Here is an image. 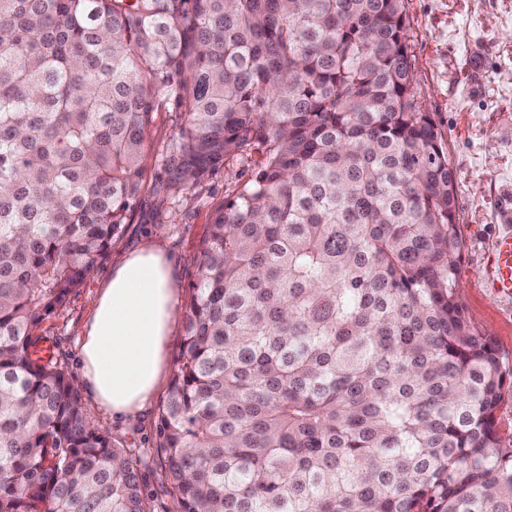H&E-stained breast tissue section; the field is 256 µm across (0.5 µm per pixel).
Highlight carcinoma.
<instances>
[{
  "label": "carcinoma",
  "instance_id": "1",
  "mask_svg": "<svg viewBox=\"0 0 512 512\" xmlns=\"http://www.w3.org/2000/svg\"><path fill=\"white\" fill-rule=\"evenodd\" d=\"M404 0H0V512H152L48 315L166 188L252 158L189 286L157 427L176 512H512V368L461 301Z\"/></svg>",
  "mask_w": 512,
  "mask_h": 512
}]
</instances>
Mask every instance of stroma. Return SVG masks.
I'll list each match as a JSON object with an SVG mask.
<instances>
[{"label":"stroma","mask_w":512,"mask_h":512,"mask_svg":"<svg viewBox=\"0 0 512 512\" xmlns=\"http://www.w3.org/2000/svg\"><path fill=\"white\" fill-rule=\"evenodd\" d=\"M410 26L414 99L431 113L448 150L456 186L459 233L465 243L461 298L470 320L492 336L512 361V299L491 288L488 264L497 237L512 232V0H405ZM175 118L156 113L145 138L139 205L125 232L86 276L66 305L50 314L40 332L49 337L67 374L80 378L79 345L90 298L132 250L156 245L175 261L179 302H186L196 257L216 209L249 178L248 163L216 173L192 189L172 193L160 181ZM179 339L166 350L159 388L143 409L117 419L86 403L88 421L108 432L113 446L139 455L146 494L155 512H173L163 494L157 422L177 369Z\"/></svg>","instance_id":"stroma-1"}]
</instances>
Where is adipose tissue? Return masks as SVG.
<instances>
[{
  "label": "adipose tissue",
  "mask_w": 512,
  "mask_h": 512,
  "mask_svg": "<svg viewBox=\"0 0 512 512\" xmlns=\"http://www.w3.org/2000/svg\"><path fill=\"white\" fill-rule=\"evenodd\" d=\"M80 385L116 415L142 408L157 390L177 321L174 265L158 249L129 254L90 302Z\"/></svg>",
  "instance_id": "ef3b65f1"
}]
</instances>
